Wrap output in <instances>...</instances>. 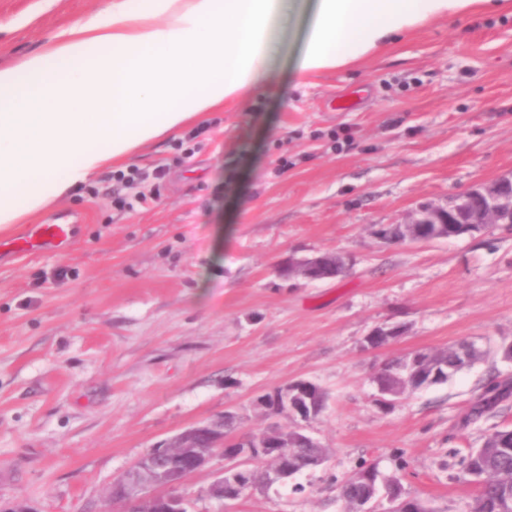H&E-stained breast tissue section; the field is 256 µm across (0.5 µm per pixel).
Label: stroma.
Instances as JSON below:
<instances>
[{
    "label": "stroma",
    "instance_id": "1",
    "mask_svg": "<svg viewBox=\"0 0 512 512\" xmlns=\"http://www.w3.org/2000/svg\"><path fill=\"white\" fill-rule=\"evenodd\" d=\"M104 4L0 0V66ZM308 16L282 11L268 82L35 216L72 219L65 250L0 251V512H99L150 448L227 411L264 427L256 398L296 380L327 394L306 424L327 462L227 507L203 469L192 512H343L339 485L371 463L429 512H470L461 462L512 427V404L464 421L490 376L512 380L492 354L512 342V224L398 245L375 231L512 174V0L300 77ZM336 252L346 276L277 272ZM463 341L489 356L379 402L380 364Z\"/></svg>",
    "mask_w": 512,
    "mask_h": 512
}]
</instances>
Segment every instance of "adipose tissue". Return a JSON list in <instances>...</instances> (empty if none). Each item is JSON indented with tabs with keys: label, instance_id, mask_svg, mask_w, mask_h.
Returning a JSON list of instances; mask_svg holds the SVG:
<instances>
[{
	"label": "adipose tissue",
	"instance_id": "adipose-tissue-1",
	"mask_svg": "<svg viewBox=\"0 0 512 512\" xmlns=\"http://www.w3.org/2000/svg\"><path fill=\"white\" fill-rule=\"evenodd\" d=\"M284 0H106L0 67V228L263 83ZM493 0H316L294 70L311 76L429 18Z\"/></svg>",
	"mask_w": 512,
	"mask_h": 512
}]
</instances>
